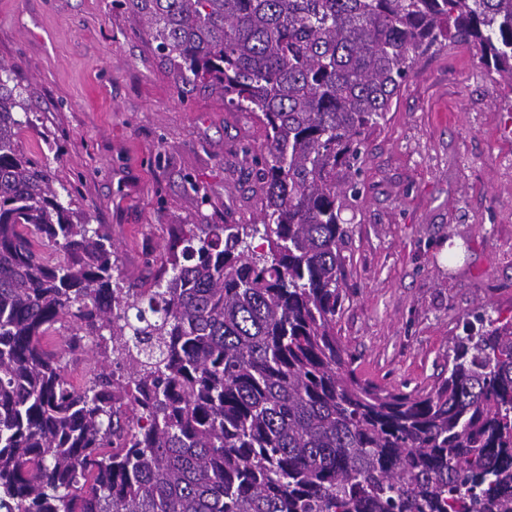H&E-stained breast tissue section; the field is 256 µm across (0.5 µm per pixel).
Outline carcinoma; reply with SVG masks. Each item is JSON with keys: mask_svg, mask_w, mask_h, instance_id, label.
Masks as SVG:
<instances>
[{"mask_svg": "<svg viewBox=\"0 0 512 512\" xmlns=\"http://www.w3.org/2000/svg\"><path fill=\"white\" fill-rule=\"evenodd\" d=\"M124 5L178 81L264 129L262 206L172 237L126 285L0 76V512H512V319L476 316L416 394L359 377L336 337L343 171L441 40L512 78V0Z\"/></svg>", "mask_w": 512, "mask_h": 512, "instance_id": "carcinoma-1", "label": "carcinoma"}]
</instances>
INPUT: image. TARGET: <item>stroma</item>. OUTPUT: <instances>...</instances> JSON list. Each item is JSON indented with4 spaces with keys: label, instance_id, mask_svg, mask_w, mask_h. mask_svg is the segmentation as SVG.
I'll return each instance as SVG.
<instances>
[{
    "label": "stroma",
    "instance_id": "1",
    "mask_svg": "<svg viewBox=\"0 0 512 512\" xmlns=\"http://www.w3.org/2000/svg\"><path fill=\"white\" fill-rule=\"evenodd\" d=\"M0 64L32 92L24 150L105 225L147 282L175 225L252 223L263 131L177 83L120 0H0ZM336 335L357 373L405 393L448 375L467 317H512V82L472 47L418 61L367 142Z\"/></svg>",
    "mask_w": 512,
    "mask_h": 512
}]
</instances>
